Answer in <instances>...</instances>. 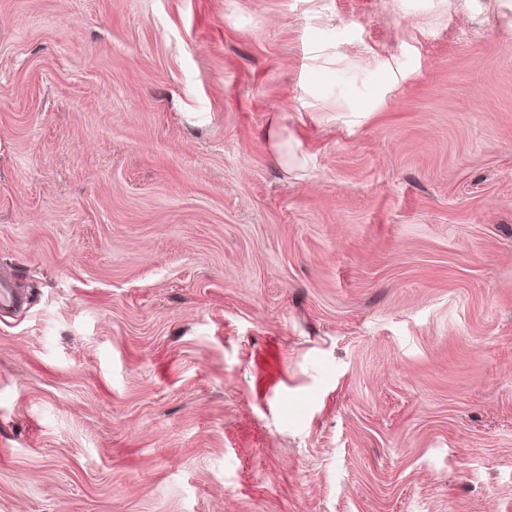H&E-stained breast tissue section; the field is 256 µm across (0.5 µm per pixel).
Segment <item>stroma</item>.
<instances>
[{
	"instance_id": "stroma-1",
	"label": "stroma",
	"mask_w": 512,
	"mask_h": 512,
	"mask_svg": "<svg viewBox=\"0 0 512 512\" xmlns=\"http://www.w3.org/2000/svg\"><path fill=\"white\" fill-rule=\"evenodd\" d=\"M5 271L0 512H512V0H0Z\"/></svg>"
}]
</instances>
